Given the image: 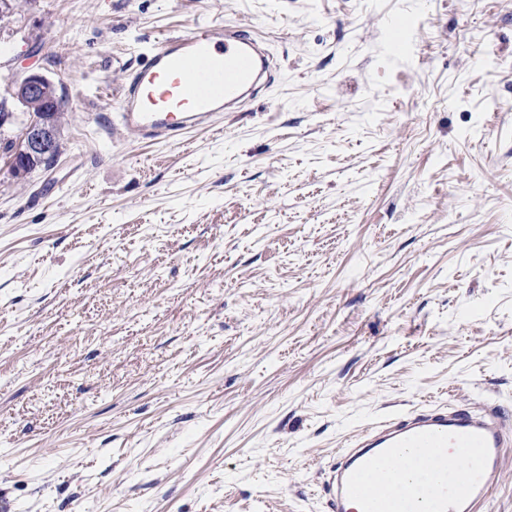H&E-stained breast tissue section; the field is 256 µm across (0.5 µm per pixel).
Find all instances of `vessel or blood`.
<instances>
[{
    "mask_svg": "<svg viewBox=\"0 0 512 512\" xmlns=\"http://www.w3.org/2000/svg\"><path fill=\"white\" fill-rule=\"evenodd\" d=\"M272 55L238 26L199 24L155 41L116 94L112 124L151 142H179L188 130L215 126L258 90L271 87ZM438 458L430 487H404L389 496L369 474L398 463L406 449ZM512 430L498 411L428 406L389 417L358 436L330 466L324 490L328 512H477L501 474ZM467 459L468 471L447 475Z\"/></svg>",
    "mask_w": 512,
    "mask_h": 512,
    "instance_id": "1",
    "label": "vessel or blood"
}]
</instances>
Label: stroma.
<instances>
[{"instance_id": "35a3bbf8", "label": "stroma", "mask_w": 512, "mask_h": 512, "mask_svg": "<svg viewBox=\"0 0 512 512\" xmlns=\"http://www.w3.org/2000/svg\"><path fill=\"white\" fill-rule=\"evenodd\" d=\"M10 3L0 91L69 106L52 167L0 151L8 512H325L386 414L512 416V0ZM204 21L276 83L180 144L113 130L125 69Z\"/></svg>"}]
</instances>
